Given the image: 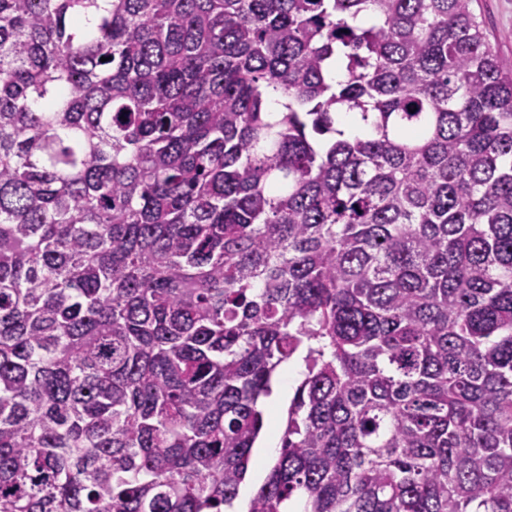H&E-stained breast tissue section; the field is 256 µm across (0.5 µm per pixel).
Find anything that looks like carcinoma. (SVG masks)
<instances>
[{"mask_svg": "<svg viewBox=\"0 0 512 512\" xmlns=\"http://www.w3.org/2000/svg\"><path fill=\"white\" fill-rule=\"evenodd\" d=\"M105 3L0 0V512H238L298 353L247 512H512V71L470 0ZM301 376L296 378L293 383L290 385V388L286 393L281 395L278 404V415H279V425H278V435L275 442V450H272V445L268 442L267 432H266V417H265V425L263 431L260 435L259 440L257 441L255 448L252 453L249 473L246 479L245 484L241 489V501L246 502L251 494L256 491L259 486L262 484L269 468L274 463L275 459L279 453L280 447V439L284 426L285 419V410L288 407L289 399L291 398L293 391L297 384L299 383Z\"/></svg>", "mask_w": 512, "mask_h": 512, "instance_id": "1", "label": "carcinoma"}]
</instances>
